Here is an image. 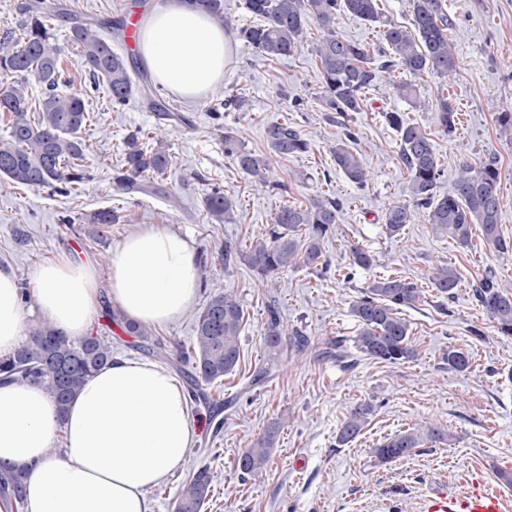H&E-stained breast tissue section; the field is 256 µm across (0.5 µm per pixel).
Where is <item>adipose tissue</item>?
Returning a JSON list of instances; mask_svg holds the SVG:
<instances>
[{
	"mask_svg": "<svg viewBox=\"0 0 512 512\" xmlns=\"http://www.w3.org/2000/svg\"><path fill=\"white\" fill-rule=\"evenodd\" d=\"M231 43L189 0H157L138 51L161 87L196 99L222 84ZM197 286L194 249L169 228L148 226L112 251V301L131 321H175ZM97 301L91 264L63 257L39 267L35 307L68 335L86 334ZM24 322L17 282L0 270V357L18 346ZM61 432L65 448L50 455ZM192 440L181 383L153 363L114 357L63 415L42 388L0 382V463L26 468V512H150L146 490L184 461Z\"/></svg>",
	"mask_w": 512,
	"mask_h": 512,
	"instance_id": "adipose-tissue-1",
	"label": "adipose tissue"
}]
</instances>
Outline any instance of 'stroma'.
I'll return each mask as SVG.
<instances>
[{
    "instance_id": "1",
    "label": "stroma",
    "mask_w": 512,
    "mask_h": 512,
    "mask_svg": "<svg viewBox=\"0 0 512 512\" xmlns=\"http://www.w3.org/2000/svg\"><path fill=\"white\" fill-rule=\"evenodd\" d=\"M60 2L72 16L99 19L127 15L134 4L145 13L154 5V0ZM446 9L455 72L445 80L429 73L393 75L416 86L421 104L415 108L381 85L367 92L361 111L342 116L327 111L315 51L322 32L314 24L295 53L280 59H265L235 40L222 87L203 97L187 100L158 89L172 111L190 120L186 126H170L164 141L173 166L161 196L119 193L114 182L125 165V136L151 128L155 114L137 95L113 110L105 86H91L78 66L68 21L54 20L63 72L59 90L84 92L90 115L81 133L87 145L86 178L67 195L0 185V269L31 285L42 264L65 255L94 265L104 294L90 330L109 337L114 354L138 359L142 353L135 338L105 315L112 249L146 226H170L193 241L207 277L183 316L156 328V335L174 345H190L198 314L210 294L224 288L236 293L245 313L238 365L223 381L201 384L200 396L188 397L195 440L184 463L147 490L151 512H171L176 494L201 467L216 476L201 512H425L424 502L433 494L477 485L499 493L512 512V484L502 478L512 474V338L498 334L472 297L483 277L512 283V249L498 252L478 232L471 246L460 247L433 235L419 219L394 237L382 224L389 206L412 202L396 134L382 117L397 109L434 142L443 171L437 195L452 192L461 163L479 166L496 159L500 234L512 246V141L500 137L494 121L497 109L512 108V0H446ZM236 96L247 99V108L228 106ZM443 97L457 113L451 134L439 121ZM273 121L297 128L310 149L277 161V188L258 192L225 156L219 128L234 129L246 148L261 152L264 130ZM348 130L356 133L358 153L369 171L363 189L345 178L333 158V148ZM218 187L234 200L233 215L223 224L205 208L206 197ZM321 197L340 204L339 220L323 240V266L295 268L269 284L244 262L224 265L226 244L248 250L282 206ZM102 208L115 209L120 221L101 232L83 218ZM358 245L374 256L372 270L351 266L349 250ZM448 263L460 270L462 281L447 299L428 282L435 267ZM391 274L425 287L421 301L402 312L417 358L392 364L362 356L350 370L318 359L330 339L355 335L354 301L373 276ZM272 300L311 345L292 355L269 383L253 389L249 377L266 361L263 327ZM452 347L468 355L466 371L449 369L444 355ZM364 402L374 407L367 425L351 443L337 447L343 420ZM274 424L279 431L267 466L242 476L239 457ZM431 424L441 427L444 440L424 441L388 463L375 458L374 448L386 438Z\"/></svg>"
}]
</instances>
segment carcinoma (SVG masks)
<instances>
[{
  "mask_svg": "<svg viewBox=\"0 0 512 512\" xmlns=\"http://www.w3.org/2000/svg\"><path fill=\"white\" fill-rule=\"evenodd\" d=\"M190 2L269 60L292 54L307 27L317 24L323 35L316 55L323 99L330 112L361 111L367 90L397 70L412 75L431 73L446 79L456 68L455 50L448 40L449 19L444 0H411L412 32L386 21L379 12L377 0H244L247 12L262 20L257 26L236 25L224 13V0ZM18 10L25 16L24 37L16 40L9 33L0 37V70L35 77L43 93L35 103L24 83L0 92V112L8 115L9 137L8 143L0 146V179L13 185L50 188L69 194L73 186L85 179L81 162L85 160L86 144L80 136L88 120L84 94L58 92L62 74L47 22L61 16V12H49L41 0L20 3ZM340 11L382 28L386 50L379 53L366 44L338 38L335 21ZM95 26L106 29L109 38L94 34ZM123 29L121 19L77 21L70 28V39L78 47V64L94 83L101 82L107 87L112 107L119 109L134 93L140 94L146 107L156 113L158 123L152 139L161 143L168 134L164 123L175 120L185 123L187 118L171 111L166 101L155 94L146 71L112 49L111 39L121 38ZM393 89L399 98L417 106L413 84L400 82ZM438 109L442 126L452 130L456 117L453 106L442 98ZM383 118L397 134L414 205L412 209L405 204L387 208L383 216L386 234L396 236L405 225L420 218L431 225L436 235L446 236L462 247L471 243L477 225L486 244L499 251L509 249L499 230L497 163L488 161L477 168L467 162L459 165L453 192L438 196L435 188L441 168L432 139L401 111H387ZM264 138L267 151L256 153L247 149L235 132L224 129V153L257 190L277 186L270 179L277 160L297 157L310 148L300 131L282 122L268 124ZM355 141L354 133H345V139L333 150L334 159L346 178L363 188L368 183V174L353 149ZM124 154L125 168L115 177L117 189L128 193L160 192V179L173 164L167 150L161 146L147 150L139 134L131 133L124 139ZM233 207L232 198L219 188L206 199L208 214L219 223L231 218ZM339 211L338 201L328 197L313 199L305 207L286 204L277 212L273 227L256 238L246 254L224 245V265L241 259L264 280L300 265L316 267L322 263V241L338 223ZM350 259L351 265L364 270L374 265V258L360 246L351 249ZM461 280L459 269L449 264L435 267L430 276L432 286L448 298L453 296ZM422 296L423 290L414 280L374 277L352 305L358 321L356 335L328 342L323 355L338 362L346 360L353 350L391 363L415 359L418 353L412 344L410 324L400 317V310L414 307ZM474 297L498 332L512 337V286L485 277L475 286ZM266 313L263 341L267 362L252 375L253 386L265 383L279 364L288 361L289 354L303 352L310 346L309 338L301 330L284 322L275 303L267 305ZM106 315L122 325L127 334L136 337L139 349L146 355L161 361L171 360L167 343L149 327L125 321L119 310L109 306ZM244 318L243 307L232 291L218 290L210 296L196 318L192 343L177 354V359L192 364L193 373L188 375L190 386L197 388L201 382L212 384L235 370L240 358L239 337ZM112 356V341L108 337L88 334L72 338L47 320L36 317L28 324L15 350L0 358V374L9 381L40 386L63 413L86 379L111 362ZM446 360L450 369L464 371L469 367L468 356L454 348L448 349ZM372 412L369 403L354 407L341 424L337 446L356 438ZM276 436L277 427L273 426L242 454L238 460L242 474L252 475L265 468ZM438 436L440 431L435 427L424 433L407 431L380 443L374 453L378 461L392 462L408 455L424 439ZM25 477L22 470L0 472V499L6 505L18 508L24 504ZM214 480L215 475L208 468L195 471L174 499V512H201Z\"/></svg>",
  "mask_w": 512,
  "mask_h": 512,
  "instance_id": "cac0c4a2",
  "label": "carcinoma"
}]
</instances>
